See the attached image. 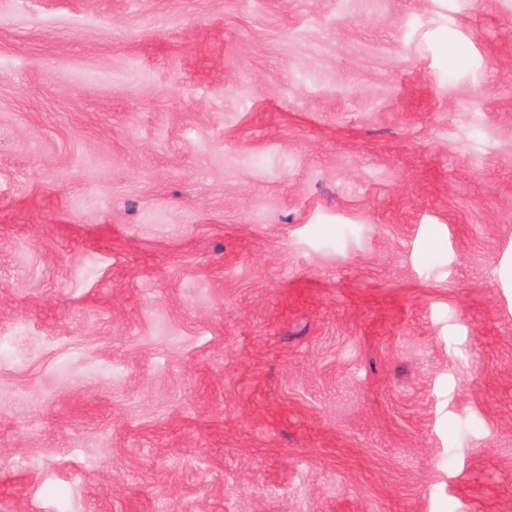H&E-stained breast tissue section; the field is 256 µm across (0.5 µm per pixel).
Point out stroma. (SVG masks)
Returning <instances> with one entry per match:
<instances>
[{
  "label": "stroma",
  "instance_id": "stroma-1",
  "mask_svg": "<svg viewBox=\"0 0 512 512\" xmlns=\"http://www.w3.org/2000/svg\"><path fill=\"white\" fill-rule=\"evenodd\" d=\"M0 512H512V0H0Z\"/></svg>",
  "mask_w": 512,
  "mask_h": 512
}]
</instances>
